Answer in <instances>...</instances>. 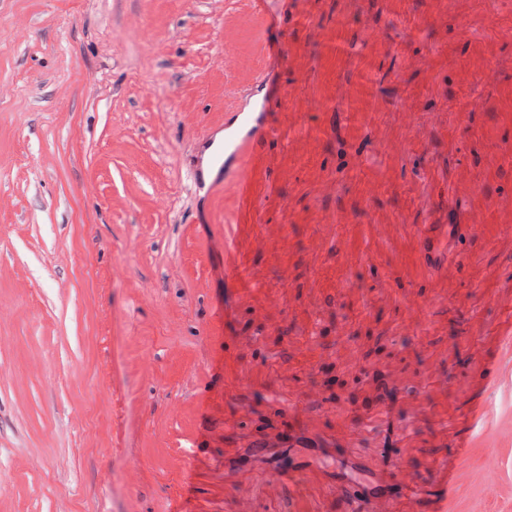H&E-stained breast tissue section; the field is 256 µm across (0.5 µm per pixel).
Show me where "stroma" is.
<instances>
[{"label":"stroma","instance_id":"1","mask_svg":"<svg viewBox=\"0 0 512 512\" xmlns=\"http://www.w3.org/2000/svg\"><path fill=\"white\" fill-rule=\"evenodd\" d=\"M507 144L512 0H0V512H512ZM256 96L253 97L254 99L248 107L239 112V128L229 131L227 134L224 133V148L217 152V160L224 154L240 153L246 146V142L255 137L256 141L267 138L272 132L271 127L267 126V112H265L268 100L263 95L255 98ZM336 470V487L341 489L343 510L346 512H396L399 510V499L384 490L388 487V478H398L401 466L397 456L387 458V476L382 484L372 485V469L362 459L344 458ZM346 459V460H345ZM347 471L354 472L360 477L352 479Z\"/></svg>","mask_w":512,"mask_h":512}]
</instances>
